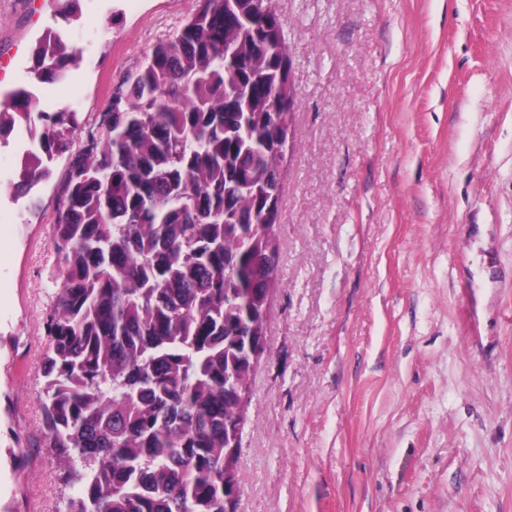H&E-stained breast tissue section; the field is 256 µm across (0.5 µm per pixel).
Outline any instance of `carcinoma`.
I'll list each match as a JSON object with an SVG mask.
<instances>
[{
	"mask_svg": "<svg viewBox=\"0 0 512 512\" xmlns=\"http://www.w3.org/2000/svg\"><path fill=\"white\" fill-rule=\"evenodd\" d=\"M62 17L81 0H50ZM79 51L48 30L42 82ZM291 61L274 0H199L173 38L112 84L56 187L59 281L46 313L42 447L66 512H225L240 489L242 392L278 285ZM0 141L26 129L10 189L52 178L77 113L7 94Z\"/></svg>",
	"mask_w": 512,
	"mask_h": 512,
	"instance_id": "cac0c4a2",
	"label": "carcinoma"
}]
</instances>
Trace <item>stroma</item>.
Instances as JSON below:
<instances>
[{
  "mask_svg": "<svg viewBox=\"0 0 512 512\" xmlns=\"http://www.w3.org/2000/svg\"><path fill=\"white\" fill-rule=\"evenodd\" d=\"M298 89L269 356L237 512H512V0H275ZM198 0H0V90L85 125ZM50 28L80 51L36 83ZM0 184V466L18 512L73 490L40 445L56 180Z\"/></svg>",
  "mask_w": 512,
  "mask_h": 512,
  "instance_id": "1",
  "label": "stroma"
}]
</instances>
